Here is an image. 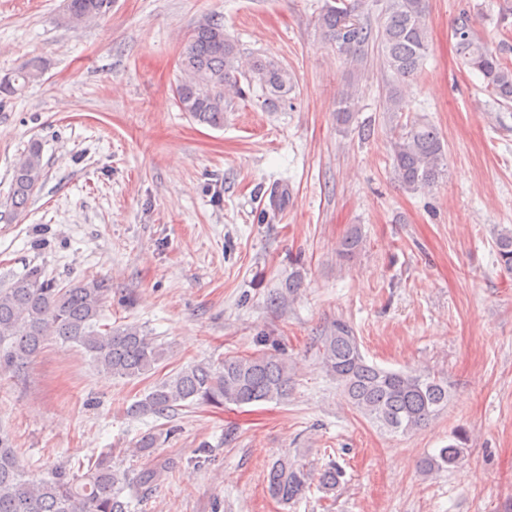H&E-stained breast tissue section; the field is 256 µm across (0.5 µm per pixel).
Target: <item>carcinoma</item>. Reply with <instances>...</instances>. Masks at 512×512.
Instances as JSON below:
<instances>
[{
	"mask_svg": "<svg viewBox=\"0 0 512 512\" xmlns=\"http://www.w3.org/2000/svg\"><path fill=\"white\" fill-rule=\"evenodd\" d=\"M376 21L359 11V0H328L316 17L324 38L343 54L352 70H365L374 49L389 83L382 108L402 111L403 90L417 80L429 54L428 0H382ZM112 0H67L63 21L76 27L105 15ZM497 44L490 45L475 30L471 15L462 12L451 28L463 64L483 79L484 91L500 105L512 103V0H496ZM38 60L22 64L0 79V94L15 95L42 75ZM257 83L274 106L288 100L295 85L288 69L261 57L248 70L240 66V53L224 26L204 17L194 26L180 60L175 87L181 111L212 128L224 127L230 95L244 94L238 75ZM357 94L352 85L342 92L336 122L347 126ZM393 172L399 185L410 192L432 187L443 172L445 147L437 127L423 119L398 124L390 139ZM44 176L41 145L32 142L15 164L10 202L15 211L28 206ZM494 251L500 267L512 272V229L494 233ZM363 246V236L352 229L338 244L341 262L353 259ZM111 289L102 279L87 278L60 287L34 270L0 288V374L19 373L40 353L46 341L60 340L81 347L91 361L118 377H139L169 357V347L140 326L114 329L102 325V311ZM321 362L351 407L379 429L410 435L425 427L447 406L448 382L417 369L389 370L370 364L363 356L353 328L334 322L321 337ZM294 368L288 359L272 353L229 355L187 366L155 382L127 408L133 417H161L180 403L222 408L280 401L288 395ZM466 435L418 464L425 475L466 464ZM341 471L332 463L315 475L305 466L276 459L267 474L269 494L287 504L316 483L332 490ZM155 471L145 469L130 479L112 469L111 457H90L77 470L61 469L48 478L28 477L7 435L0 433V512H130L135 497L148 495Z\"/></svg>",
	"mask_w": 512,
	"mask_h": 512,
	"instance_id": "cac0c4a2",
	"label": "carcinoma"
}]
</instances>
